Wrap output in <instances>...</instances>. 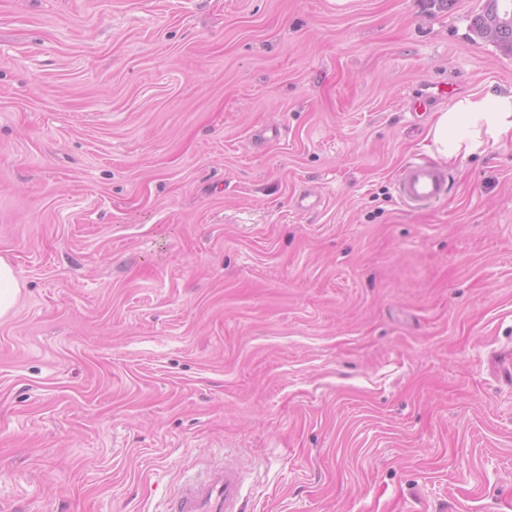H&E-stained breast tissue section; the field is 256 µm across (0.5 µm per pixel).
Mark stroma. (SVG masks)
<instances>
[{"label":"stroma","mask_w":512,"mask_h":512,"mask_svg":"<svg viewBox=\"0 0 512 512\" xmlns=\"http://www.w3.org/2000/svg\"><path fill=\"white\" fill-rule=\"evenodd\" d=\"M483 0H0V512H512V93ZM510 131L512 94H489L463 97L449 109L436 112L429 137L434 156L451 160L457 158L463 148L466 156L487 144H496ZM448 190V170L428 162L404 166L395 180L398 199L411 209H422L446 198ZM20 284L13 265L0 256V319L10 316L20 295ZM243 472L228 462L204 477L182 483L168 498L165 512H241Z\"/></svg>","instance_id":"35a3bbf8"}]
</instances>
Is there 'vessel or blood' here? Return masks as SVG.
I'll use <instances>...</instances> for the list:
<instances>
[{
	"label": "vessel or blood",
	"instance_id": "1",
	"mask_svg": "<svg viewBox=\"0 0 512 512\" xmlns=\"http://www.w3.org/2000/svg\"><path fill=\"white\" fill-rule=\"evenodd\" d=\"M447 169L428 162L404 166L396 180L400 202L422 209L447 197ZM243 472L233 462L210 469L204 477L182 483L168 498L166 512H242Z\"/></svg>",
	"mask_w": 512,
	"mask_h": 512
}]
</instances>
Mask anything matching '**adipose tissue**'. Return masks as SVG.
Segmentation results:
<instances>
[{"instance_id":"1","label":"adipose tissue","mask_w":512,"mask_h":512,"mask_svg":"<svg viewBox=\"0 0 512 512\" xmlns=\"http://www.w3.org/2000/svg\"><path fill=\"white\" fill-rule=\"evenodd\" d=\"M512 131V94L467 96L436 113L429 130L433 154L441 160L498 143Z\"/></svg>"}]
</instances>
